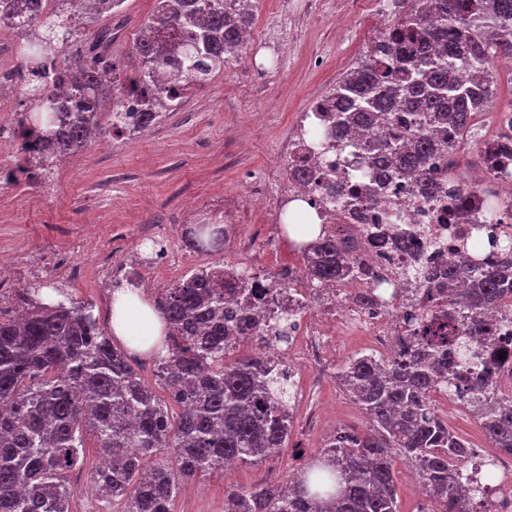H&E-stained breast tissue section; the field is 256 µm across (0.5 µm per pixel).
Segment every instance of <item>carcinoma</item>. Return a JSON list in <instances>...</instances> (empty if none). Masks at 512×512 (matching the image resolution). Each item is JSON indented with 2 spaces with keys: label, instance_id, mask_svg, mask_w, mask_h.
<instances>
[{
  "label": "carcinoma",
  "instance_id": "1",
  "mask_svg": "<svg viewBox=\"0 0 512 512\" xmlns=\"http://www.w3.org/2000/svg\"><path fill=\"white\" fill-rule=\"evenodd\" d=\"M125 0H54L50 16L19 30L21 49L33 52L28 86L33 120L20 124L15 155L22 162L3 176L13 183L28 161L56 162L93 142L109 114L114 132L142 131L177 109L185 83H205L243 46L261 0H154L152 15L134 46L138 70L112 60V16ZM77 16L94 26L92 52L73 65L61 59L58 17ZM512 58V0H420L415 13H395L370 50L326 94L323 120L357 135L353 147L378 170L394 168L436 191L427 164L454 144L493 94L492 57ZM470 72L455 80L454 66ZM135 93L140 109L123 111ZM409 112L400 117L399 109ZM288 175L308 182L307 158L288 162ZM317 187L347 204L376 198L384 183L363 193L349 182L320 178ZM297 245L309 273L343 276L353 266L342 235ZM473 236L472 281L448 280L439 301L405 282L401 350L391 357L355 355L337 377L368 423L367 431H336L297 475L278 484L235 489L228 512H400L392 458L414 466L431 512H470L487 496L482 478L462 472L466 442L448 429L432 394L464 382L470 408L499 453L512 456V397L501 393L494 364L474 375L483 351L482 306L512 300V260L483 265L498 246L494 236ZM196 252L224 246L212 224L184 229ZM44 285L31 284L0 298V512H69V475L84 462V432L97 441L105 464L90 472V488L121 512H172L183 483L224 470V463L257 464L287 447L293 425L291 375L259 350L230 358L228 344L247 336L244 318H224V290L252 310L262 296L251 278L222 266H201L154 301L169 326L157 351V373L169 400L160 398L114 344L91 307L69 297L46 303ZM455 360L448 361L447 347ZM179 407L170 411V403Z\"/></svg>",
  "mask_w": 512,
  "mask_h": 512
}]
</instances>
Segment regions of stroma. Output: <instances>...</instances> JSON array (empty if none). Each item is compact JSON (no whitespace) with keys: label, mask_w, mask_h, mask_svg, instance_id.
<instances>
[{"label":"stroma","mask_w":512,"mask_h":512,"mask_svg":"<svg viewBox=\"0 0 512 512\" xmlns=\"http://www.w3.org/2000/svg\"><path fill=\"white\" fill-rule=\"evenodd\" d=\"M280 0H262L253 20L251 42L217 72L198 93L182 99L177 110L134 136L113 134L107 150L89 146L58 162L48 184L28 180L0 186V253L14 258L10 275L0 279V296L28 282V265L47 258L65 259L79 276L62 280L70 298L92 307L100 319L112 313L104 260L119 263L135 252L142 234L152 233L170 258L148 270L147 300L203 265L237 264L232 252L198 254L181 240L186 225L203 211L232 212V232L268 252L272 270L295 266L289 244L270 248L267 226L283 218L288 199L284 143L296 131L309 106L363 56L385 27L364 0H323L310 13L308 0L279 12ZM153 0H126L124 23L112 44V56L126 61ZM264 50H257V40ZM287 44L276 76L259 82L251 70L256 52L272 55ZM265 184L268 200L250 201V187ZM294 426L287 448L262 463L236 464L221 473L197 476L184 484L173 512H224L231 488L276 484L303 466L336 430H362L365 419L336 379L316 378L305 366L295 371ZM84 470L73 471L71 512H112L87 488V472L100 464L94 437H86ZM400 512H428L430 503L402 457L394 459Z\"/></svg>","instance_id":"stroma-1"}]
</instances>
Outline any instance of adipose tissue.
Returning <instances> with one entry per match:
<instances>
[{
    "instance_id": "adipose-tissue-1",
    "label": "adipose tissue",
    "mask_w": 512,
    "mask_h": 512,
    "mask_svg": "<svg viewBox=\"0 0 512 512\" xmlns=\"http://www.w3.org/2000/svg\"><path fill=\"white\" fill-rule=\"evenodd\" d=\"M111 330L132 349L145 351L160 343L166 325L139 292L122 288L112 293Z\"/></svg>"
}]
</instances>
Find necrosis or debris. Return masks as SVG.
<instances>
[{
	"label": "necrosis or debris",
	"mask_w": 512,
	"mask_h": 512,
	"mask_svg": "<svg viewBox=\"0 0 512 512\" xmlns=\"http://www.w3.org/2000/svg\"><path fill=\"white\" fill-rule=\"evenodd\" d=\"M494 130H487L482 117H475L465 137L479 159L476 175H454L453 181L467 201V214L455 222L448 213L443 194H424L410 179H388L378 206L354 209L334 205L313 184L300 182L288 189L290 198L306 200L324 223L343 229L352 243V260L370 266V276L353 272L337 281L309 282L299 278L288 282L286 293L297 307L288 344L271 337L267 312L247 316L256 332L265 336L263 351L293 364L312 363L322 375L333 374L331 358L337 333L364 329L372 338L373 352L391 355L398 350L401 334L403 273L426 267L434 283H441L448 267L466 272L471 268L465 251L477 231L499 233L512 238V110L494 112ZM344 130H332L321 118H314L309 131L291 134L286 146L288 159L308 157L321 171H335L338 179L370 187L375 171L352 155ZM496 204L497 218H490L488 204ZM396 212L401 220L387 224L383 212ZM501 307L484 311L488 328L484 354L503 359L512 368V320H503Z\"/></svg>",
	"instance_id": "1"
}]
</instances>
